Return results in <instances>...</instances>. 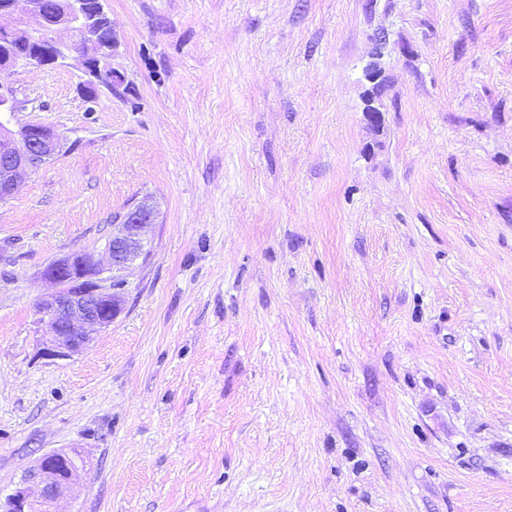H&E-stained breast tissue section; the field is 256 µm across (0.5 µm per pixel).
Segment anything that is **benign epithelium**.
I'll use <instances>...</instances> for the list:
<instances>
[{
    "mask_svg": "<svg viewBox=\"0 0 512 512\" xmlns=\"http://www.w3.org/2000/svg\"><path fill=\"white\" fill-rule=\"evenodd\" d=\"M26 3L27 14L36 21L30 30L22 28L24 21L16 16L17 0H0V29L10 31L13 46L9 60L0 63V203L12 196L21 172L38 169L62 149V138L50 127L30 123L16 131L9 128L19 105L5 76L20 64L51 65L74 51L81 58L85 89L100 71L112 70L118 46L107 0H63L53 13L45 8L44 0ZM62 28L76 33L75 43L62 44L54 38ZM100 29L108 30L107 39H98ZM364 112L374 129L383 126V111L373 90L367 94ZM155 219L156 209L147 201L121 214L106 245V266L95 253L80 251L43 268L41 277L54 285L53 292L35 304V314L44 326L46 356L69 359L83 352L92 342L93 333L111 326L120 315L124 300L112 288V281L151 254V243L143 231ZM84 469V459L75 452L53 450L44 454L24 472L5 504H0V512H64L60 502L73 478Z\"/></svg>",
    "mask_w": 512,
    "mask_h": 512,
    "instance_id": "benign-epithelium-1",
    "label": "benign epithelium"
}]
</instances>
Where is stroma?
I'll use <instances>...</instances> for the list:
<instances>
[{"mask_svg": "<svg viewBox=\"0 0 512 512\" xmlns=\"http://www.w3.org/2000/svg\"><path fill=\"white\" fill-rule=\"evenodd\" d=\"M108 7L121 85L8 76L65 148L0 204V492L64 449L65 512H512V0ZM142 200L123 312L46 356L41 270ZM381 70L376 68L373 65H370L366 69L365 79L368 83L373 84L372 90L368 92L366 97V104L364 108V114L367 122L376 130H380V128L384 124V115L383 111L380 108V104L377 100L378 96L375 93V87L382 84L381 80Z\"/></svg>", "mask_w": 512, "mask_h": 512, "instance_id": "obj_1", "label": "stroma"}]
</instances>
